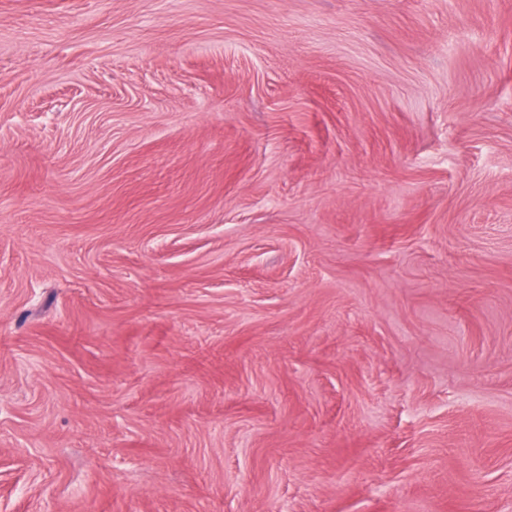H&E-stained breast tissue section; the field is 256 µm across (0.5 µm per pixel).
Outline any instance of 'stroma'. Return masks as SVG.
Masks as SVG:
<instances>
[{"instance_id":"35a3bbf8","label":"stroma","mask_w":512,"mask_h":512,"mask_svg":"<svg viewBox=\"0 0 512 512\" xmlns=\"http://www.w3.org/2000/svg\"><path fill=\"white\" fill-rule=\"evenodd\" d=\"M0 512H512V0H0Z\"/></svg>"}]
</instances>
